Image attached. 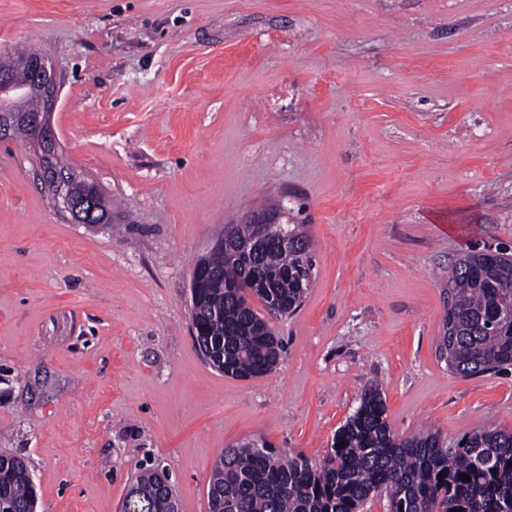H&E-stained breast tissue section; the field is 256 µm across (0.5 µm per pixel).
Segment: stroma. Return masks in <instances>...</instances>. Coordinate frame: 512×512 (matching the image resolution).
<instances>
[{"label":"stroma","mask_w":512,"mask_h":512,"mask_svg":"<svg viewBox=\"0 0 512 512\" xmlns=\"http://www.w3.org/2000/svg\"><path fill=\"white\" fill-rule=\"evenodd\" d=\"M57 69L61 152L112 201L69 221L0 142V454L37 512H122L168 469L208 512L222 449L318 460L381 387L401 437L512 429V371L440 359L448 271L512 254V0H0V56ZM284 210L313 241L281 363L209 366L189 277L227 224Z\"/></svg>","instance_id":"1"}]
</instances>
